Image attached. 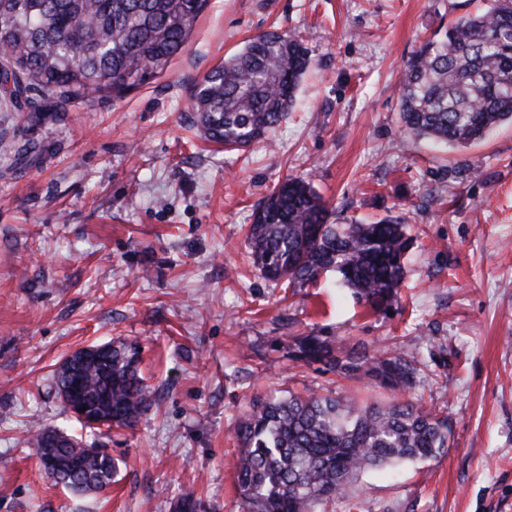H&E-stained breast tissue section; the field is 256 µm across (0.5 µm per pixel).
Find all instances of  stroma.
Segmentation results:
<instances>
[{"mask_svg": "<svg viewBox=\"0 0 512 512\" xmlns=\"http://www.w3.org/2000/svg\"><path fill=\"white\" fill-rule=\"evenodd\" d=\"M485 0H208L168 69L127 94L31 123L0 112V512H171L194 493L238 512L234 434L254 397L381 396L298 360L295 334L413 355L405 400L447 417L435 459L371 470L318 512H512V125L465 148L407 139L398 89L430 31ZM310 51L294 110L269 140L228 152L191 127L203 75L259 33ZM288 176L335 224L407 219L401 304L370 313L336 273L292 290L248 261L254 211ZM139 347L152 404L103 436L111 487L53 486L26 441L65 424L51 374L76 349Z\"/></svg>", "mask_w": 512, "mask_h": 512, "instance_id": "1", "label": "stroma"}]
</instances>
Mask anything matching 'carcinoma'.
I'll list each match as a JSON object with an SVG mask.
<instances>
[{
  "label": "carcinoma",
  "instance_id": "1",
  "mask_svg": "<svg viewBox=\"0 0 512 512\" xmlns=\"http://www.w3.org/2000/svg\"><path fill=\"white\" fill-rule=\"evenodd\" d=\"M207 0H0V109L28 102L38 122L50 105L106 100L166 70L190 36ZM311 58L301 35L267 31L206 73L192 94L201 135L242 151L278 125L293 106ZM404 131L414 138L466 148L512 124V0L436 30L407 60L399 85ZM260 275L302 288L334 271L370 312L400 300L412 238L400 216L372 224H333L322 197L290 177L259 205L247 235ZM302 356L339 367L382 387L403 388L415 360L352 350L340 355L329 336H295ZM102 359L80 367L85 437L66 435L47 477L75 493L112 485L117 465L96 436L102 428L133 427L152 403L138 374L136 351L106 343ZM448 418L411 401L356 404L310 392L253 398L238 421L236 463L241 512H317L369 470L433 458L448 448ZM173 512H204L184 494Z\"/></svg>",
  "mask_w": 512,
  "mask_h": 512
}]
</instances>
